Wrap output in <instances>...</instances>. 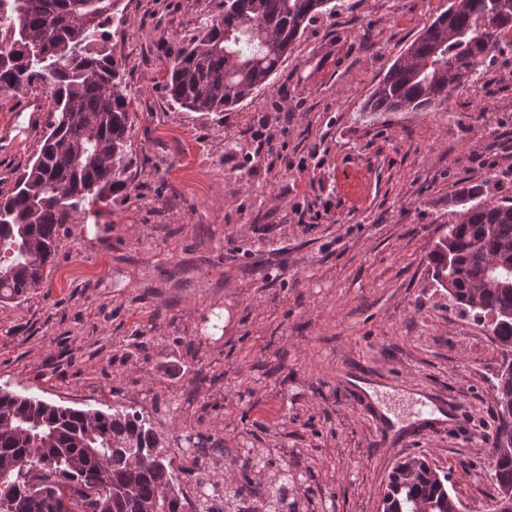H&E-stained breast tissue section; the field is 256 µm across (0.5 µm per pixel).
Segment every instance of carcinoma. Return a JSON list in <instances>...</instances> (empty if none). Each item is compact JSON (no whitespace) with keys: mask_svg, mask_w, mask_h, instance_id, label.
Returning a JSON list of instances; mask_svg holds the SVG:
<instances>
[{"mask_svg":"<svg viewBox=\"0 0 512 512\" xmlns=\"http://www.w3.org/2000/svg\"><path fill=\"white\" fill-rule=\"evenodd\" d=\"M121 0H0V93L33 81L50 88L53 113L33 163L0 199V299L41 287L61 232L99 212L127 189L133 113L108 27ZM336 11L333 0H224L172 55L171 100L194 112H226L261 90L307 25ZM512 33V0H463L439 15L400 54L366 101L368 112H428L448 103L455 79L473 81L489 51ZM460 193L448 244L430 252L433 280L459 309L488 325L503 360L493 383L498 402L491 455L496 502L512 493V199ZM196 483L225 494L205 464ZM292 471L268 496L288 500ZM448 474L420 458L389 477L383 512H462ZM0 512H186L170 450L137 409L111 413L57 405L0 390Z\"/></svg>","mask_w":512,"mask_h":512,"instance_id":"obj_1","label":"carcinoma"}]
</instances>
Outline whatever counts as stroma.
Masks as SVG:
<instances>
[{"label": "stroma", "mask_w": 512, "mask_h": 512, "mask_svg": "<svg viewBox=\"0 0 512 512\" xmlns=\"http://www.w3.org/2000/svg\"><path fill=\"white\" fill-rule=\"evenodd\" d=\"M449 0H336L270 85L234 110L170 101L166 68L224 0H122L111 28L136 119L128 190L71 225L41 288L0 301V388L74 408H135L171 446L310 471L300 512H381L388 475L426 458L465 512H491L501 362L451 305L428 254L482 185L512 197V43L430 112H368L395 58ZM53 109L0 94V196ZM453 420L427 418L428 408ZM384 433L379 446L375 435Z\"/></svg>", "instance_id": "35a3bbf8"}]
</instances>
